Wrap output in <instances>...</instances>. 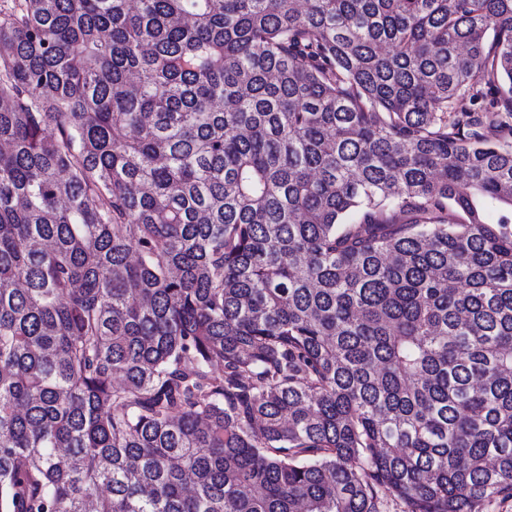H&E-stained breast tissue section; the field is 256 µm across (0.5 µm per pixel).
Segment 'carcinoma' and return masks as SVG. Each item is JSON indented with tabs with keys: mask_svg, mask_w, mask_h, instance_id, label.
Returning <instances> with one entry per match:
<instances>
[{
	"mask_svg": "<svg viewBox=\"0 0 512 512\" xmlns=\"http://www.w3.org/2000/svg\"><path fill=\"white\" fill-rule=\"evenodd\" d=\"M504 83L512 0H3L0 512L512 500Z\"/></svg>",
	"mask_w": 512,
	"mask_h": 512,
	"instance_id": "1",
	"label": "carcinoma"
}]
</instances>
